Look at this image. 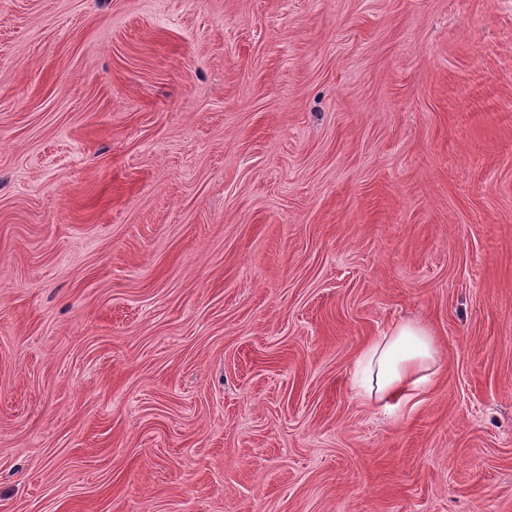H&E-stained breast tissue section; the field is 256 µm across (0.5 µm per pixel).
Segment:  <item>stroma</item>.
<instances>
[{
  "label": "stroma",
  "mask_w": 512,
  "mask_h": 512,
  "mask_svg": "<svg viewBox=\"0 0 512 512\" xmlns=\"http://www.w3.org/2000/svg\"><path fill=\"white\" fill-rule=\"evenodd\" d=\"M0 512H512V0H0ZM438 358L435 338L425 327L392 324L357 356V395L384 406L407 403L430 380Z\"/></svg>",
  "instance_id": "obj_1"
}]
</instances>
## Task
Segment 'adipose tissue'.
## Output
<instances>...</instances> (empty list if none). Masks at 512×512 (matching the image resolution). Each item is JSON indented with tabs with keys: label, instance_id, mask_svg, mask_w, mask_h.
Returning <instances> with one entry per match:
<instances>
[{
	"label": "adipose tissue",
	"instance_id": "ef3b65f1",
	"mask_svg": "<svg viewBox=\"0 0 512 512\" xmlns=\"http://www.w3.org/2000/svg\"><path fill=\"white\" fill-rule=\"evenodd\" d=\"M439 349L415 322H398L359 352L355 388L360 397L389 406L412 400L434 373Z\"/></svg>",
	"mask_w": 512,
	"mask_h": 512
}]
</instances>
